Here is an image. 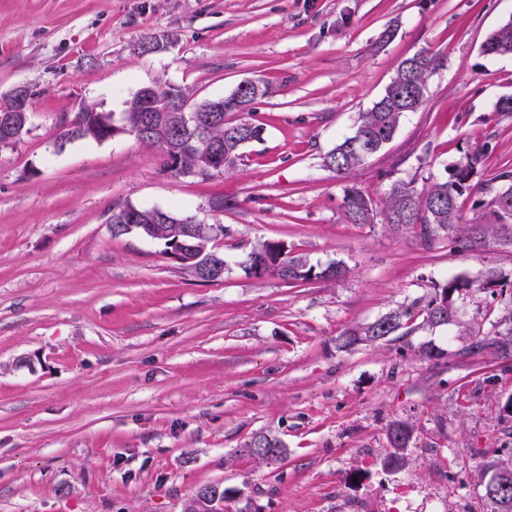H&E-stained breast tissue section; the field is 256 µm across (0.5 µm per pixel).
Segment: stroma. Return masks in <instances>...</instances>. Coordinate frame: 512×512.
<instances>
[{
  "label": "stroma",
  "instance_id": "1",
  "mask_svg": "<svg viewBox=\"0 0 512 512\" xmlns=\"http://www.w3.org/2000/svg\"><path fill=\"white\" fill-rule=\"evenodd\" d=\"M511 18L512 0H0V105L23 90L32 112L0 146V512H183L207 484L224 512H494L480 464L512 458V361L466 353L462 330H507L512 245L426 251L348 223L322 158L427 50L445 62L426 104L349 181L378 201L475 148L476 181L512 170V114L497 109L512 55L481 52ZM147 34L169 48L141 53ZM249 79L269 87L251 114L264 139L205 182L164 172L131 136L58 138L86 103L118 121L146 85L202 100ZM220 198L229 208L212 211ZM125 205L224 225L223 279L113 235ZM270 240L349 273L256 278L233 244ZM490 268L505 295L471 291L451 323L343 346L348 329ZM396 419L415 431L409 463L389 471ZM257 432L284 443L282 459L242 452Z\"/></svg>",
  "mask_w": 512,
  "mask_h": 512
}]
</instances>
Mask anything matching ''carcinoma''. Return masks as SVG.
Here are the masks:
<instances>
[{
	"label": "carcinoma",
	"mask_w": 512,
	"mask_h": 512,
	"mask_svg": "<svg viewBox=\"0 0 512 512\" xmlns=\"http://www.w3.org/2000/svg\"><path fill=\"white\" fill-rule=\"evenodd\" d=\"M486 56L512 54V18L494 30L481 46ZM443 66V58L427 51H419L404 58L395 77L384 93L357 118L354 132L328 151L323 165L340 178L362 166L369 157L379 152L396 136L403 117L416 111L427 100L428 80ZM254 91L235 88L229 95L219 99L195 101L186 89L170 85H157L150 98V104L157 110L155 130L141 136L138 131L144 125L145 113L140 111L136 97L126 102L121 120L129 135L140 142L155 147L162 158V168L171 174L180 169L196 171V178L207 181L214 175L234 169L244 157V149L254 142L263 140L264 127L249 120L227 122L224 117L231 112H249L257 102ZM171 101L194 104L195 109H206L212 121L204 135L196 132L188 112H170ZM98 107L83 105L70 121L63 122L59 138L98 140L100 125ZM214 154L203 159L206 149ZM482 162V153L474 151L448 168L445 179H426L418 186L416 179H397L390 184L385 197L377 202L355 184L342 185V201L346 219L352 224H372L377 214H382L384 223L394 230L411 232L418 245L430 249L441 238H448L450 252L459 254L481 248L491 239H501L512 244V171L505 170L487 182H475L473 176ZM479 198L481 205H489L498 224L463 222L458 199L464 194ZM490 197L489 201L482 197ZM143 231L162 246L166 252L177 241L191 245L186 252V263L182 269L190 274L197 273L199 266L207 260L209 240L207 234L195 231L185 234V225L196 223L193 216H180L170 210L159 214L155 209H136ZM281 257L278 271L267 269L273 256ZM249 270L258 278H277L287 284L313 281H340L346 278L347 268L340 263L326 266L315 265L302 253L294 251L281 241H264L253 246L248 254ZM498 274L488 270L478 282L452 277L434 289L427 300H416L406 307L393 310L376 321L349 329L343 333L344 345L354 346L361 342L381 341L398 330L410 325L414 317L422 318L429 327L446 325L455 316V303L460 294L467 291L488 290L497 284ZM464 335L472 337L469 345L462 349L468 354L474 351H489L498 358L512 359V328L506 333L482 334L473 328H464ZM413 437V428L403 420L393 421L387 430L389 448L383 464L389 469H398L408 460V448ZM246 451L266 463L276 462L284 454L283 444L276 438L258 433L244 444ZM509 474L499 484L495 495L488 496L497 505V512H512V461L491 460L486 470Z\"/></svg>",
	"instance_id": "1"
}]
</instances>
